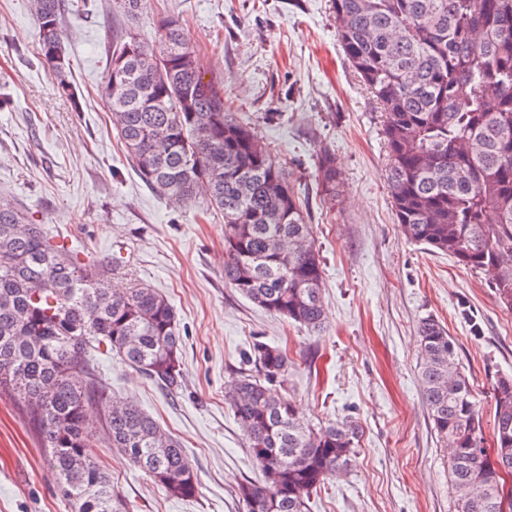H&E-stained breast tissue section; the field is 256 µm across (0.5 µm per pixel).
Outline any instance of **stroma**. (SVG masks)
I'll list each match as a JSON object with an SVG mask.
<instances>
[{
    "label": "stroma",
    "instance_id": "35a3bbf8",
    "mask_svg": "<svg viewBox=\"0 0 512 512\" xmlns=\"http://www.w3.org/2000/svg\"><path fill=\"white\" fill-rule=\"evenodd\" d=\"M180 17L224 105L285 163L320 253L325 329L282 322L224 283V221L204 197L159 195L124 157L101 86L109 14L90 0L65 18L68 78L60 97L38 54L31 0H0V197L81 260L116 261L117 289L143 284L173 304L181 386L164 392L100 354L114 395L182 444L195 495H168L112 448H96L127 512H246L242 483L261 472L224 403L253 343L286 348L284 387L312 428L353 421L354 465L312 494L310 512H456L448 457L421 398L417 327L428 317L457 345L491 433L496 377L512 376V310L482 274L404 236L388 187L384 117L345 58L332 0H146L127 20L142 37ZM336 158L335 206L316 190L320 149ZM0 512H75L21 405L0 398Z\"/></svg>",
    "mask_w": 512,
    "mask_h": 512
}]
</instances>
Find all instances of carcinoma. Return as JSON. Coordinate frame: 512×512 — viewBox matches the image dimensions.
Here are the masks:
<instances>
[{
	"label": "carcinoma",
	"mask_w": 512,
	"mask_h": 512,
	"mask_svg": "<svg viewBox=\"0 0 512 512\" xmlns=\"http://www.w3.org/2000/svg\"><path fill=\"white\" fill-rule=\"evenodd\" d=\"M38 54L60 95L76 100L62 23L85 0H33ZM144 0H115L132 17ZM338 40L384 116L388 182L412 242L483 274L512 309V0H332ZM102 95L140 178L161 195L198 191L224 216V283L269 314L324 327L323 269L311 225L282 164L224 111V84L204 80L177 16L153 39L108 32ZM316 182L336 200V161L319 151ZM116 266L83 262L0 200V395L24 403L76 512H127L90 449H118L167 493L190 498L197 476L181 443L131 401L112 399L89 350L115 354L167 389L181 386L175 310L153 288L113 292ZM421 396L448 457L457 512H512V391L492 385L490 466L482 415L456 343L436 320L418 326ZM225 403L264 480L240 488L246 512H309L310 496L356 459L358 430L315 431L269 387L288 356L263 342Z\"/></svg>",
	"instance_id": "carcinoma-1"
}]
</instances>
